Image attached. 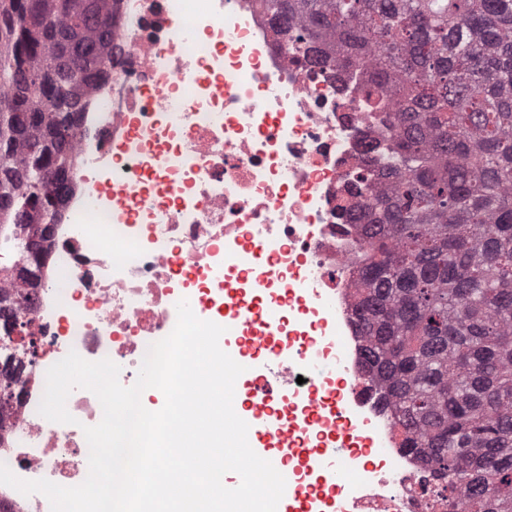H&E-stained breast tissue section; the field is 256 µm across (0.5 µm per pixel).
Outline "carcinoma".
I'll list each match as a JSON object with an SVG mask.
<instances>
[{"label": "carcinoma", "instance_id": "carcinoma-1", "mask_svg": "<svg viewBox=\"0 0 512 512\" xmlns=\"http://www.w3.org/2000/svg\"><path fill=\"white\" fill-rule=\"evenodd\" d=\"M108 0H0V225L15 265L72 187L85 90L112 69ZM310 61L369 63L392 163L343 207L366 239L350 304L366 381L447 512H512V0H264ZM15 315L30 291L11 284Z\"/></svg>", "mask_w": 512, "mask_h": 512}]
</instances>
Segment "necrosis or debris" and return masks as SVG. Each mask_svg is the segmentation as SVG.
Returning a JSON list of instances; mask_svg holds the SVG:
<instances>
[{
    "instance_id": "4bbe7bcc",
    "label": "necrosis or debris",
    "mask_w": 512,
    "mask_h": 512,
    "mask_svg": "<svg viewBox=\"0 0 512 512\" xmlns=\"http://www.w3.org/2000/svg\"><path fill=\"white\" fill-rule=\"evenodd\" d=\"M112 14L115 64L81 114L75 186L29 314L49 344L17 384L0 462L26 480L83 481V429L103 408L77 388L73 423L42 417L47 370L74 351L110 359L133 385L185 296L228 330L270 327L288 351L273 375L289 417L329 414L340 429L297 433L295 447H333L372 479L352 492L296 466L294 483L336 512H432L429 472L361 381L348 311L365 241L340 207L387 154L392 97L362 96L366 67L294 62L262 0H112ZM101 171L124 186L108 203L93 190ZM228 280L240 289L232 310L217 294Z\"/></svg>"
}]
</instances>
